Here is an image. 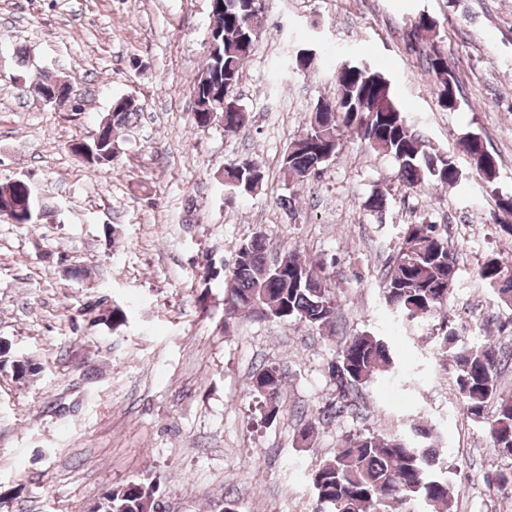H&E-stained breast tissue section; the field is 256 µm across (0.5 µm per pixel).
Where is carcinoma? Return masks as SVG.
Segmentation results:
<instances>
[{"label":"carcinoma","mask_w":512,"mask_h":512,"mask_svg":"<svg viewBox=\"0 0 512 512\" xmlns=\"http://www.w3.org/2000/svg\"><path fill=\"white\" fill-rule=\"evenodd\" d=\"M263 20V0H224L222 15L213 23L222 28L208 45L206 61L193 85L196 101L193 125L204 128L210 114L224 115V131L233 133L248 122V112L233 96L243 66L254 48ZM420 39L436 31V21L420 16L411 23ZM425 74L438 104H448L458 91L457 79L448 68L445 52L432 46L425 56ZM58 77L45 74L33 83L37 97L49 103ZM336 97L323 98L325 111L304 116L303 132L287 147L281 164L285 183L299 186L317 174L336 155L345 133L358 137L375 152L396 163L395 180L405 190L424 186L457 184L461 170L452 155L429 148L409 124L388 79L365 62H347L336 71ZM141 107L130 96L117 97L100 122L98 138L88 141L90 163L106 165L114 157L115 131L136 124ZM466 153L473 169L487 183L497 175V160L481 136H469ZM236 183H223L227 195L257 194L265 174L258 159L241 158L224 167ZM39 202L29 182L15 179L0 186V216L16 224H31L38 218ZM478 275L492 291L498 306L512 311V266L492 256L478 268ZM458 276L457 252L448 242V226L418 221L403 225L401 241L381 278L382 296L388 310L408 325H420L438 317L444 333L436 337L434 355L455 366L454 391L463 412L473 421L489 422L491 446L512 458V396L498 387L502 370L512 363V352L500 348L486 336L470 344L448 327L446 310ZM225 323L238 316L260 314L282 321L298 320L327 332L336 342V357L329 372L336 386V399L311 416L300 438L305 441L336 416L338 404L352 390L374 381L394 368L386 340L370 332L336 338L337 295L329 288L324 262L306 260L295 251L270 262L266 239L257 233L245 241L233 266L224 275ZM284 384L281 367L257 369L251 394L262 397L267 417L278 414L277 400ZM492 415H487L490 402ZM447 462L441 458L435 435L424 428L411 436L384 438L356 434L344 440L330 462L315 470L311 485L315 512H408L419 504V512H453L455 487L448 482ZM100 512H160L154 489L131 481L111 490L100 503Z\"/></svg>","instance_id":"carcinoma-1"}]
</instances>
